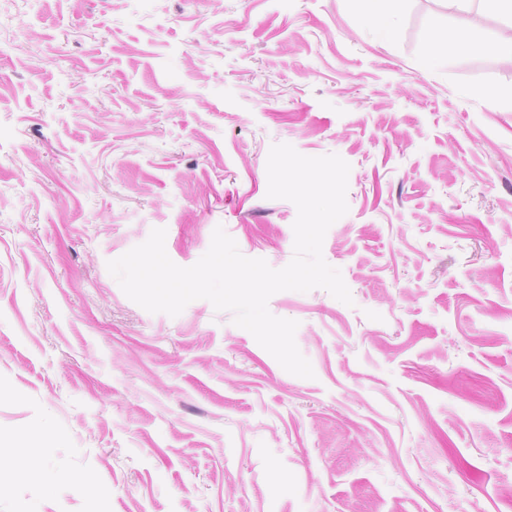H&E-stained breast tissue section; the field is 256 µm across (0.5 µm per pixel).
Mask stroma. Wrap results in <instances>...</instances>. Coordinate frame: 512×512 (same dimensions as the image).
Returning a JSON list of instances; mask_svg holds the SVG:
<instances>
[{
	"instance_id": "stroma-1",
	"label": "stroma",
	"mask_w": 512,
	"mask_h": 512,
	"mask_svg": "<svg viewBox=\"0 0 512 512\" xmlns=\"http://www.w3.org/2000/svg\"><path fill=\"white\" fill-rule=\"evenodd\" d=\"M0 0V512H512L507 14L390 0ZM503 90L487 98L486 90ZM350 166L322 253L353 303L282 291L315 376L204 299L172 317L107 263L223 227L275 269L272 144ZM40 456H32V449ZM483 45L475 42L469 31L458 28L445 33L434 34L431 40V54L436 59H442L448 55V50H481Z\"/></svg>"
}]
</instances>
